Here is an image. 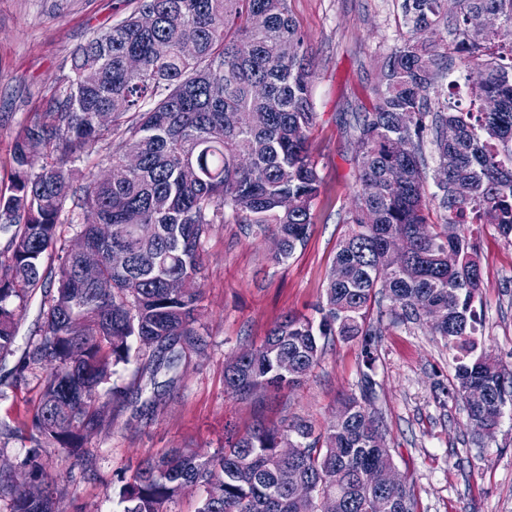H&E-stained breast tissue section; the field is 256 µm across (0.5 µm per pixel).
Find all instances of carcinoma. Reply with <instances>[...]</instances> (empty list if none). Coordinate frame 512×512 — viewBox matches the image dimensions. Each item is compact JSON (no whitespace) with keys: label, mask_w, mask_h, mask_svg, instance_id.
<instances>
[{"label":"carcinoma","mask_w":512,"mask_h":512,"mask_svg":"<svg viewBox=\"0 0 512 512\" xmlns=\"http://www.w3.org/2000/svg\"><path fill=\"white\" fill-rule=\"evenodd\" d=\"M155 12L151 30L139 14ZM500 17V30L479 33L470 18ZM410 35L391 52L369 106L349 124L357 166V206L339 241L319 320L290 312L261 344L227 363L224 386L247 399L267 388L294 389L336 341H358L367 366L378 342L380 300L396 320L429 325L457 363L448 394L462 402L466 429L490 437L512 402V369L480 345L475 302L482 276L470 224H492L512 243V0H404ZM196 54L184 56L183 42ZM292 42L296 54L278 56ZM144 60L139 73L125 57ZM458 61L479 80L466 88L478 120L450 105L443 80ZM315 73L309 41L288 0H137L71 59V75L41 111L22 124L10 154L9 185L0 189V356L13 353L24 299L57 262L54 292L41 302L43 335L25 364L47 376L32 417V482L0 480L13 512H56L43 452L64 461L88 457L86 443L112 425L108 388L114 367L163 354L181 341L201 342L196 327L205 269L202 243L231 213L247 230L279 240L278 263L304 244L317 218L323 178L309 133ZM493 97L495 112L482 109ZM110 174L82 179L68 166L100 145ZM436 156L438 193L425 192L426 147ZM128 153L141 166L127 170ZM41 158L39 168L33 167ZM405 171L402 182L388 177ZM295 201L292 210L284 197ZM437 209L443 219L432 224ZM75 224L100 257L98 278L81 275V259L62 246ZM409 252L388 254L392 239ZM129 257L112 266V252ZM340 408L345 419L323 431L301 417L262 423L202 457L175 448L141 461L119 489L123 512H167L182 490L204 487L196 512H369L377 476L393 464L373 382ZM481 388L486 399L469 404ZM281 448L295 453L284 457ZM382 512H415L406 486L383 490Z\"/></svg>","instance_id":"carcinoma-1"}]
</instances>
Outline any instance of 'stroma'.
<instances>
[{
    "instance_id": "stroma-1",
    "label": "stroma",
    "mask_w": 512,
    "mask_h": 512,
    "mask_svg": "<svg viewBox=\"0 0 512 512\" xmlns=\"http://www.w3.org/2000/svg\"><path fill=\"white\" fill-rule=\"evenodd\" d=\"M403 0H289L308 34L319 121L309 139L324 181L320 217L302 248L272 259L271 239L249 234L232 217L213 225L204 242L203 300L197 326L202 343L184 348L177 365L158 374L136 365L113 377L122 395L114 422L87 443L92 472L74 466L73 481L54 485L58 512H119L120 486L140 460L174 448L212 455L227 427L245 432L301 415L316 427L331 424L342 398L360 394L365 376L375 385L374 406L417 512H512V404L482 444L465 442L461 402L440 399L455 363L428 326L383 316L373 369L357 342L327 348L302 385L238 400L224 390V366L260 344L289 311L313 314L321 300L356 203L354 151L347 122L367 104L392 50L407 38ZM128 0H0V186L10 180L14 135L41 103L57 92L73 53L99 30L130 11ZM483 288L476 303L485 347L512 367V245L490 224L473 227ZM43 289H36L18 322L15 352L0 359V477L29 483L25 464L31 420L45 371L23 365L42 335Z\"/></svg>"
}]
</instances>
